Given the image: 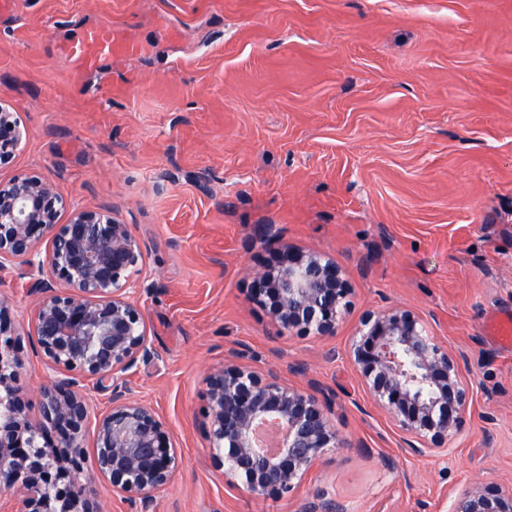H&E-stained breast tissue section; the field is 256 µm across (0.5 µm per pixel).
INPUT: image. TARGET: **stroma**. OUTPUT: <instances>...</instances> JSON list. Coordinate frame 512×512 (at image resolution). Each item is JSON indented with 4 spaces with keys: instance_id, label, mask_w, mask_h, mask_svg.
Returning a JSON list of instances; mask_svg holds the SVG:
<instances>
[{
    "instance_id": "1",
    "label": "stroma",
    "mask_w": 512,
    "mask_h": 512,
    "mask_svg": "<svg viewBox=\"0 0 512 512\" xmlns=\"http://www.w3.org/2000/svg\"><path fill=\"white\" fill-rule=\"evenodd\" d=\"M111 26L99 69L63 52ZM0 100L27 131L0 179L38 174L110 208L146 247L132 302L156 356L124 375L182 464L149 501L113 491L82 439L101 512H449L473 484L512 487V0H10ZM288 242L334 258L353 292L332 336L277 331L249 297ZM31 280L0 271L31 418L54 369L35 354ZM405 306L467 357L464 429L411 453L354 373L361 314ZM331 400L343 448L281 499L225 486L206 378L231 352Z\"/></svg>"
}]
</instances>
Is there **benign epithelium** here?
<instances>
[{
	"label": "benign epithelium",
	"instance_id": "obj_1",
	"mask_svg": "<svg viewBox=\"0 0 512 512\" xmlns=\"http://www.w3.org/2000/svg\"><path fill=\"white\" fill-rule=\"evenodd\" d=\"M24 137L17 114L0 102V168L13 162ZM65 208L63 195L36 174L0 179V269L16 264L33 276L36 351L67 372L43 388L41 419L32 420L18 386L21 349L10 301L0 295V491L21 492L14 512H100L72 473L90 420L81 393L87 380L112 382V407L96 419L94 460L113 489L146 500L181 464L163 422L129 396L121 378L155 356L145 313L128 296L143 247L109 210L72 206L62 223ZM250 295L279 331L334 336L351 288L336 260L283 244L277 266L252 277ZM350 360L412 453L429 455L462 430L471 402L467 358L444 346L425 316L405 307L364 313ZM206 384L211 460L233 487L282 498L325 449L347 446L320 390L239 364L210 374ZM267 420L283 428L272 453L255 442L257 425ZM451 512H512V488L472 486Z\"/></svg>",
	"mask_w": 512,
	"mask_h": 512
}]
</instances>
